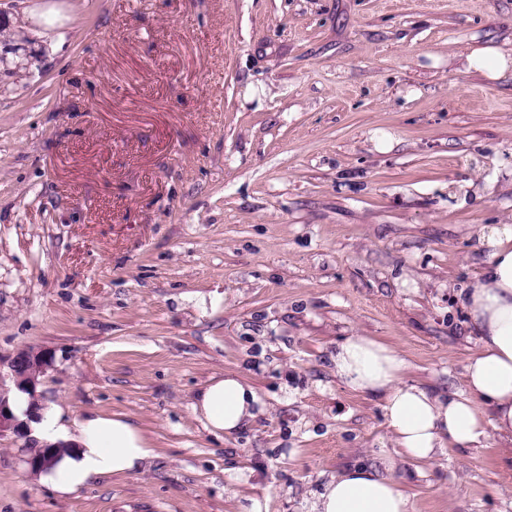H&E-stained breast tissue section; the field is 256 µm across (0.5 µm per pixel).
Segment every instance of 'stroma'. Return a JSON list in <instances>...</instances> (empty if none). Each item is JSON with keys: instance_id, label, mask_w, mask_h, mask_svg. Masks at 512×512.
<instances>
[{"instance_id": "35a3bbf8", "label": "stroma", "mask_w": 512, "mask_h": 512, "mask_svg": "<svg viewBox=\"0 0 512 512\" xmlns=\"http://www.w3.org/2000/svg\"><path fill=\"white\" fill-rule=\"evenodd\" d=\"M0 0L31 53L0 64V357L32 347L67 421L121 415L135 474L63 496L0 439V512H309L330 477L397 462L416 512H512V443L415 465L379 398L336 374L370 336L405 381L464 390L458 301L484 225H512V0ZM235 373L261 411L194 417ZM459 59L462 71L480 74L491 81L503 79L512 71L510 55L494 47L485 46L466 51L459 55ZM254 388L236 375L212 378L196 394L193 414L211 432L231 434L256 417Z\"/></svg>"}]
</instances>
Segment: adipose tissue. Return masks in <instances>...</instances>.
Masks as SVG:
<instances>
[{"label":"adipose tissue","mask_w":512,"mask_h":512,"mask_svg":"<svg viewBox=\"0 0 512 512\" xmlns=\"http://www.w3.org/2000/svg\"><path fill=\"white\" fill-rule=\"evenodd\" d=\"M459 59L462 71L491 81L512 73V55L493 47ZM480 237L491 252L462 297L467 326L480 344L466 367L464 391L446 394L406 383L404 360L369 336L348 337L336 351L338 377L381 398L402 455L414 461H430L450 446L472 447L491 435L512 442V225L481 227ZM258 403L251 385L228 374L207 382L191 408L211 432L229 434L255 418ZM29 426L33 437L58 448L53 465L38 477L62 495L100 477L138 472L155 455L152 442L120 415L92 414L70 425L57 405L43 402ZM394 469L390 459L380 472L360 465L333 477L311 512H414Z\"/></svg>","instance_id":"obj_1"}]
</instances>
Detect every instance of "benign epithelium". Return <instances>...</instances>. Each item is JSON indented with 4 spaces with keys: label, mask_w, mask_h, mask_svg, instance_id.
Wrapping results in <instances>:
<instances>
[{
    "label": "benign epithelium",
    "mask_w": 512,
    "mask_h": 512,
    "mask_svg": "<svg viewBox=\"0 0 512 512\" xmlns=\"http://www.w3.org/2000/svg\"><path fill=\"white\" fill-rule=\"evenodd\" d=\"M51 359L46 352L31 348L20 349L11 356L0 358V439L15 436L24 439V447L34 449L27 459L29 467L46 466L49 455L45 445L31 436L27 424L20 421L9 405L10 386L14 385L30 392L38 400L39 377L50 366Z\"/></svg>",
    "instance_id": "benign-epithelium-1"
}]
</instances>
